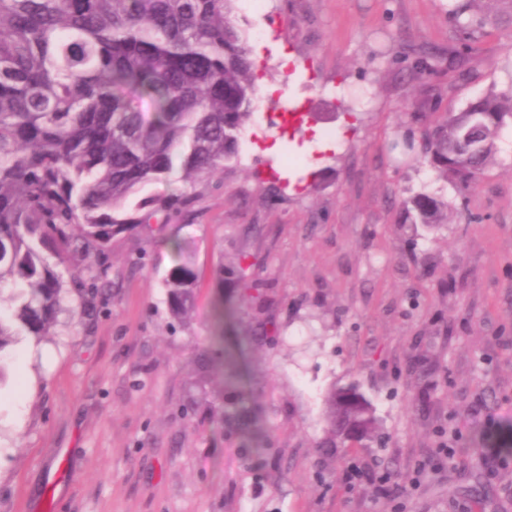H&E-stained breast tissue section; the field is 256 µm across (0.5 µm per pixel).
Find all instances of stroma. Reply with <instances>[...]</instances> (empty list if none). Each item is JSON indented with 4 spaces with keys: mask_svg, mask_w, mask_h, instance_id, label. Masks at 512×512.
I'll use <instances>...</instances> for the list:
<instances>
[{
    "mask_svg": "<svg viewBox=\"0 0 512 512\" xmlns=\"http://www.w3.org/2000/svg\"><path fill=\"white\" fill-rule=\"evenodd\" d=\"M236 17L262 54L239 155L193 188L146 186L190 202L113 237L92 318L14 344L0 512H512V123L466 187L395 147L512 90V24L464 47L448 0H238ZM417 193L447 223H406ZM173 238L199 274L182 320ZM220 294L237 308L222 362ZM348 384L376 433L324 447L325 399Z\"/></svg>",
    "mask_w": 512,
    "mask_h": 512,
    "instance_id": "stroma-1",
    "label": "stroma"
}]
</instances>
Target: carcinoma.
I'll return each instance as SVG.
<instances>
[{
	"label": "carcinoma",
	"instance_id": "carcinoma-1",
	"mask_svg": "<svg viewBox=\"0 0 512 512\" xmlns=\"http://www.w3.org/2000/svg\"><path fill=\"white\" fill-rule=\"evenodd\" d=\"M482 4H450L462 36ZM235 11L236 0H0V354L21 336L50 335L66 289L106 282L101 257L113 236L167 216L166 197L125 209L145 185L167 179L176 161L192 185L238 155L258 64ZM509 121L512 91L440 113L430 167L473 182ZM404 207L411 224L448 223L436 197ZM197 283L188 255L165 280L173 317L193 307ZM230 314L218 301L210 345ZM325 416L328 448L351 426L375 433L374 408L353 384L330 391Z\"/></svg>",
	"mask_w": 512,
	"mask_h": 512
}]
</instances>
